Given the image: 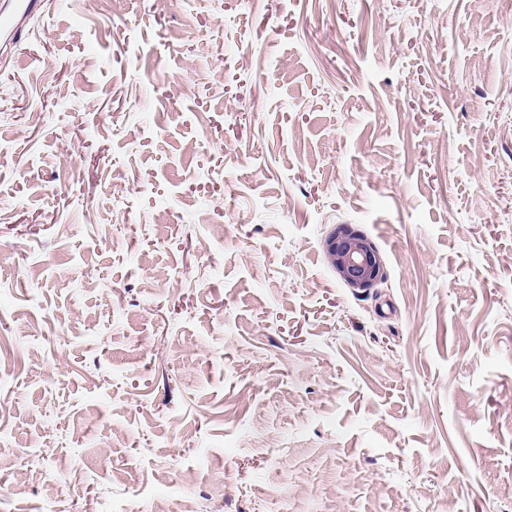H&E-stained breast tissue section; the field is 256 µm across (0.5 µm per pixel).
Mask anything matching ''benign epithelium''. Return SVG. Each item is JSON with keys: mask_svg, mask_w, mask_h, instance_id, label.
Returning a JSON list of instances; mask_svg holds the SVG:
<instances>
[{"mask_svg": "<svg viewBox=\"0 0 512 512\" xmlns=\"http://www.w3.org/2000/svg\"><path fill=\"white\" fill-rule=\"evenodd\" d=\"M323 250L336 276L365 293L382 278V260L374 243L349 224H337L323 241Z\"/></svg>", "mask_w": 512, "mask_h": 512, "instance_id": "1", "label": "benign epithelium"}]
</instances>
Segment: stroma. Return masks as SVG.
<instances>
[{"instance_id":"obj_1","label":"stroma","mask_w":512,"mask_h":512,"mask_svg":"<svg viewBox=\"0 0 512 512\" xmlns=\"http://www.w3.org/2000/svg\"><path fill=\"white\" fill-rule=\"evenodd\" d=\"M0 348V512H512V8L45 0ZM336 276L350 288L366 293L382 278V260L374 243L349 224H337L323 241Z\"/></svg>"}]
</instances>
